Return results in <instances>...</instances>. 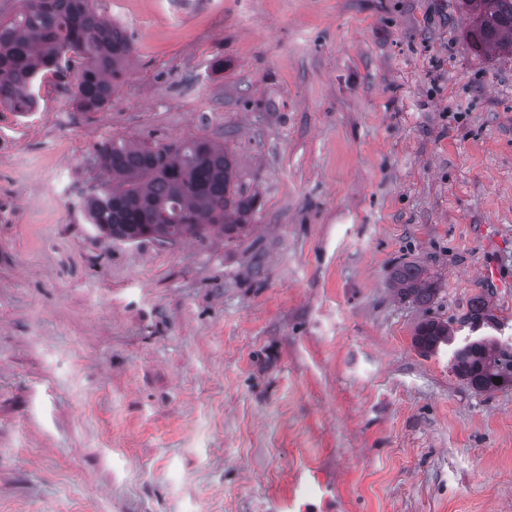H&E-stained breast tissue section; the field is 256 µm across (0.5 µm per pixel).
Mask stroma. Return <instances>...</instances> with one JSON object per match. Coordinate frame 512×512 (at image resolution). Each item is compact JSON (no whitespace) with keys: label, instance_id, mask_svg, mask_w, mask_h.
I'll use <instances>...</instances> for the list:
<instances>
[{"label":"stroma","instance_id":"35a3bbf8","mask_svg":"<svg viewBox=\"0 0 512 512\" xmlns=\"http://www.w3.org/2000/svg\"><path fill=\"white\" fill-rule=\"evenodd\" d=\"M133 42L0 107V512H512V57L457 0H96ZM207 139L249 230L112 240L81 196L111 139ZM422 267L429 305L391 274ZM486 315L471 322L477 300ZM453 321L429 355L417 326ZM392 283L398 295L420 305L431 303L438 289L425 271L413 264L397 266L392 273ZM454 371L477 391H491L512 383V354L488 340L473 341L456 350Z\"/></svg>","mask_w":512,"mask_h":512}]
</instances>
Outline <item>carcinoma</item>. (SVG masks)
<instances>
[{"mask_svg": "<svg viewBox=\"0 0 512 512\" xmlns=\"http://www.w3.org/2000/svg\"><path fill=\"white\" fill-rule=\"evenodd\" d=\"M0 17V106L30 112L38 105L36 81L78 68L73 97L83 112H97L112 100L127 72L130 38L94 8L92 0H19ZM472 15L468 36L480 51L512 56V0H460ZM108 180L83 198L87 223L114 240L173 244L183 235L218 229L226 236L250 223L255 199L238 189L234 159L223 147L192 139L153 145L127 140L100 144L86 159ZM397 294L420 305L437 288L413 264L392 273ZM451 323L429 320L418 327L414 345L435 352L453 337ZM454 371L479 392L512 383V354L488 340L455 352Z\"/></svg>", "mask_w": 512, "mask_h": 512, "instance_id": "obj_1", "label": "carcinoma"}]
</instances>
